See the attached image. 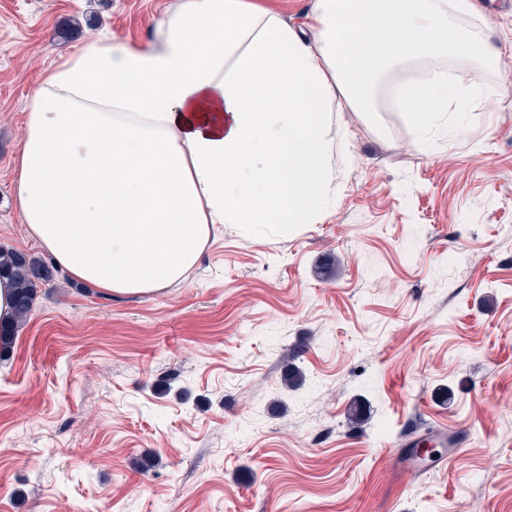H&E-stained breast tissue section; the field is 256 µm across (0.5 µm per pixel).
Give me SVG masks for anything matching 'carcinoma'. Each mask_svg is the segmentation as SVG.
Listing matches in <instances>:
<instances>
[{
  "mask_svg": "<svg viewBox=\"0 0 512 512\" xmlns=\"http://www.w3.org/2000/svg\"><path fill=\"white\" fill-rule=\"evenodd\" d=\"M56 269L42 259L0 246V277L14 284L15 318L10 324L0 323V357L10 354L18 332L31 315L37 288L52 281ZM304 382L302 371L291 364L285 371L282 384L289 390L299 389Z\"/></svg>",
  "mask_w": 512,
  "mask_h": 512,
  "instance_id": "carcinoma-1",
  "label": "carcinoma"
}]
</instances>
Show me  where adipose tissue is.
Returning a JSON list of instances; mask_svg holds the SVG:
<instances>
[{"instance_id": "ef3b65f1", "label": "adipose tissue", "mask_w": 512, "mask_h": 512, "mask_svg": "<svg viewBox=\"0 0 512 512\" xmlns=\"http://www.w3.org/2000/svg\"><path fill=\"white\" fill-rule=\"evenodd\" d=\"M497 64L472 0H316L304 28L260 0H181L137 46L89 40L34 91L15 158L29 235L81 285L153 295L219 224H313L336 202L337 99L422 141L477 108L441 62ZM434 65L422 81L408 68Z\"/></svg>"}]
</instances>
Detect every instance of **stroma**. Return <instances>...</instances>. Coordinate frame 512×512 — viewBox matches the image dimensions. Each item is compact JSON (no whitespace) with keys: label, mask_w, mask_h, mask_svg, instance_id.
I'll use <instances>...</instances> for the list:
<instances>
[{"label":"stroma","mask_w":512,"mask_h":512,"mask_svg":"<svg viewBox=\"0 0 512 512\" xmlns=\"http://www.w3.org/2000/svg\"><path fill=\"white\" fill-rule=\"evenodd\" d=\"M177 2L0 0L1 245L43 254L12 175L34 86L89 39L150 42ZM477 4L486 101L432 143L335 113L318 223L218 225L152 297L39 287L0 358V512H512V11ZM430 427L466 447L400 478Z\"/></svg>","instance_id":"stroma-1"}]
</instances>
